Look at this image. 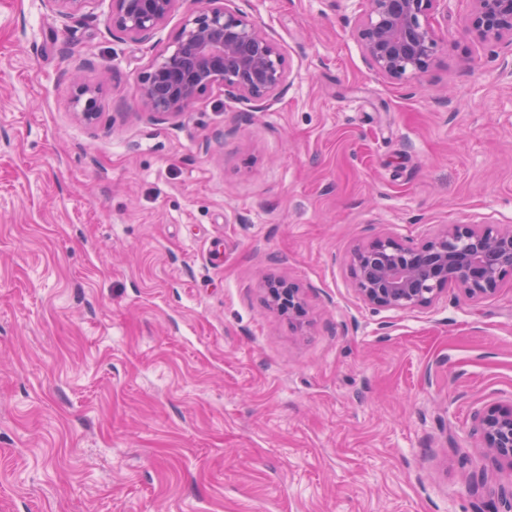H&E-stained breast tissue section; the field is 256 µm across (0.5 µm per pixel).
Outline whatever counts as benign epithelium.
Masks as SVG:
<instances>
[{
	"label": "benign epithelium",
	"instance_id": "obj_1",
	"mask_svg": "<svg viewBox=\"0 0 512 512\" xmlns=\"http://www.w3.org/2000/svg\"><path fill=\"white\" fill-rule=\"evenodd\" d=\"M51 12L67 19L92 0H46ZM112 31L136 42L149 39L181 0H111ZM172 45L162 50L138 79L136 97L158 120L185 112L208 90L246 102H269L284 89L281 49L230 0H190ZM366 14L353 34L368 62L391 81L416 79L436 63L438 12L448 14V0H366ZM464 27L485 41L512 45V0H473ZM75 116L96 118L93 90L77 87ZM354 290L367 305L413 310L430 305L441 283L463 287L471 297L494 293L512 278V228L455 224L416 247L381 235L349 256ZM270 308L284 312L303 307L300 288L290 281L267 282ZM473 432L496 459L512 465V404L494 405L473 417Z\"/></svg>",
	"mask_w": 512,
	"mask_h": 512
}]
</instances>
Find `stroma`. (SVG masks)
<instances>
[{
	"label": "stroma",
	"instance_id": "obj_1",
	"mask_svg": "<svg viewBox=\"0 0 512 512\" xmlns=\"http://www.w3.org/2000/svg\"><path fill=\"white\" fill-rule=\"evenodd\" d=\"M233 5L284 93L158 121L136 81L183 9L135 42L111 0H0V512H487L512 466L472 417L512 403V280L375 309L348 257L512 226V47L449 0L436 65L398 83L352 35L365 0ZM267 281L266 290L269 298L268 305L277 312H285L287 309L304 313L303 300L300 288L290 281L274 280Z\"/></svg>",
	"mask_w": 512,
	"mask_h": 512
}]
</instances>
